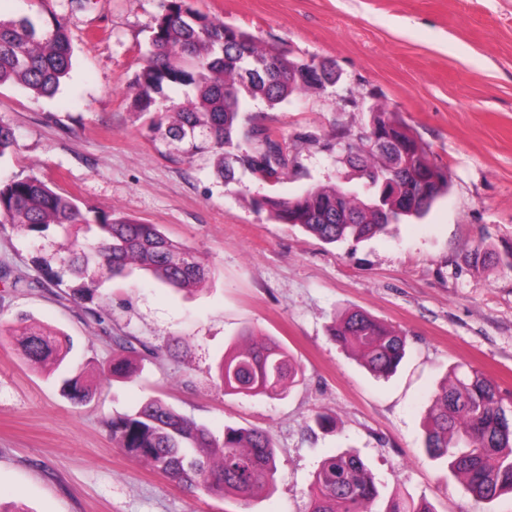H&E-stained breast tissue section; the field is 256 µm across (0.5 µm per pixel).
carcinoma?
I'll return each mask as SVG.
<instances>
[{
	"label": "carcinoma",
	"instance_id": "carcinoma-1",
	"mask_svg": "<svg viewBox=\"0 0 512 512\" xmlns=\"http://www.w3.org/2000/svg\"><path fill=\"white\" fill-rule=\"evenodd\" d=\"M149 57L129 86L136 111L150 114L154 139L179 144L189 155H210L225 183L248 173L276 182L297 157L269 128L246 123L253 101L274 108L293 95L336 83L326 65L290 58L275 46H262L241 28L193 8L190 0H161L150 26ZM73 46L57 16H0V87L14 85L37 96H52L69 76ZM184 89L181 99L165 89ZM16 141L14 129L0 121V158ZM348 163L372 179L362 195L343 185L314 186L303 194L252 200L257 211L279 224L302 227L333 244L361 241L392 224L419 218L448 192V172L435 167L417 135L395 112L379 109L364 142L349 145ZM75 224L97 229L92 242L74 239L61 263L70 275L75 298L93 301L104 277H125L142 270L175 290L197 288L208 269L186 245L170 239L157 225L118 217L110 211L84 213L71 196L35 175L0 181V227L42 234L50 228L69 233ZM474 260L495 259L512 267V250L497 255L478 244ZM23 359L34 367L59 369L74 349L63 332L18 328ZM343 347L356 350L376 377L393 374L406 355V335L385 327L366 312L346 313L331 329ZM120 355L107 378L126 379L138 353L134 337L111 336ZM299 375V365L272 338L261 344L230 347L218 365L224 393L282 396ZM63 396L83 405L93 390L82 374L65 373ZM109 435L128 455L189 488L227 498H248L276 481L275 447L260 429L226 427L217 435L167 404L148 397L133 411L112 418ZM424 450L446 464L475 501L512 494V399L483 373L464 363L453 366L432 396L425 420ZM311 512H374L381 488L364 461L351 451L325 458L310 487ZM383 512H434L421 500H391Z\"/></svg>",
	"mask_w": 512,
	"mask_h": 512
}]
</instances>
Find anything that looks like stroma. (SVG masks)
<instances>
[{"label": "stroma", "mask_w": 512, "mask_h": 512, "mask_svg": "<svg viewBox=\"0 0 512 512\" xmlns=\"http://www.w3.org/2000/svg\"><path fill=\"white\" fill-rule=\"evenodd\" d=\"M287 55L326 63L336 85L251 115L286 139L324 140L369 127L371 110L400 113L448 192L419 220L360 242L327 244L255 211L250 198L293 197L312 186H360L345 147L295 144L299 172L269 183L250 174L217 178L208 155L155 141L128 87L145 64L160 0H0V13L63 18L72 70L51 97L0 88V120L14 128L0 180L34 174L96 207L157 225L190 247L210 274L177 292L133 275L100 285L85 303L46 282L63 237L0 231V505L27 512H310L312 475L351 449L384 498L427 500L435 512H512V495L475 502L423 450V418L449 369L466 363L512 394V267L472 262L475 245L512 247V0H192ZM26 286L13 287L14 277ZM362 310L407 335L396 374L373 377L328 335ZM72 336V366L95 389L73 405L47 369L27 364L19 322ZM144 348L127 379L104 377L116 353L108 331ZM274 339L296 359L286 396L225 394L216 380L224 351L244 332ZM157 396L214 433L261 428L276 448L278 478L256 497L190 491L125 455L108 435L112 416ZM336 420L330 432L316 414Z\"/></svg>", "instance_id": "35a3bbf8"}]
</instances>
